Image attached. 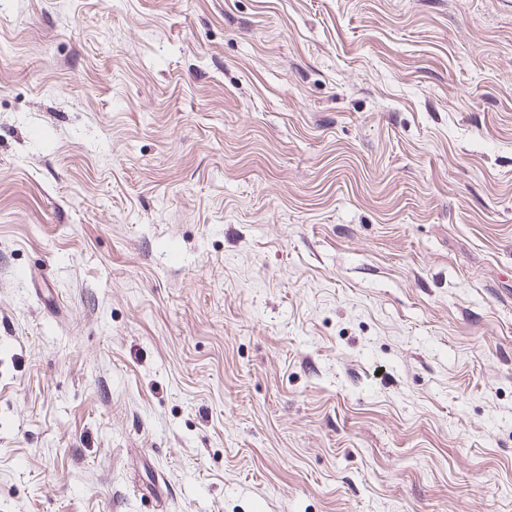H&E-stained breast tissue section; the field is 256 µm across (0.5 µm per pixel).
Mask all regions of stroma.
Wrapping results in <instances>:
<instances>
[{
    "mask_svg": "<svg viewBox=\"0 0 512 512\" xmlns=\"http://www.w3.org/2000/svg\"><path fill=\"white\" fill-rule=\"evenodd\" d=\"M0 512H512V0H0Z\"/></svg>",
    "mask_w": 512,
    "mask_h": 512,
    "instance_id": "stroma-1",
    "label": "stroma"
}]
</instances>
